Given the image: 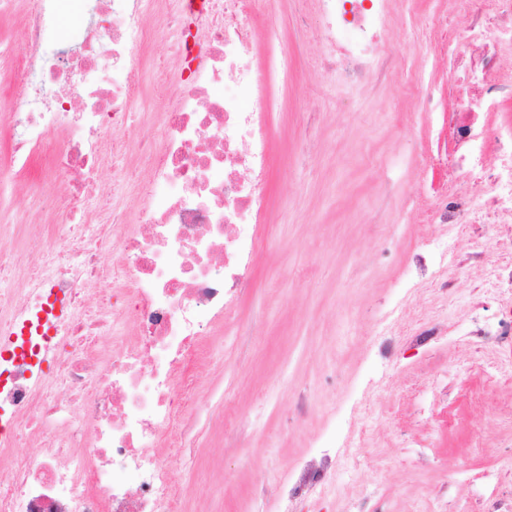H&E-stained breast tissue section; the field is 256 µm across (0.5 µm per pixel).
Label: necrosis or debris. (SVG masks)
I'll list each match as a JSON object with an SVG mask.
<instances>
[{"mask_svg":"<svg viewBox=\"0 0 512 512\" xmlns=\"http://www.w3.org/2000/svg\"><path fill=\"white\" fill-rule=\"evenodd\" d=\"M25 2L20 42L0 39V65L16 75L10 164L37 183L63 178L70 234L61 244L42 233L23 263L0 239V512H180L172 463L203 324L223 319L253 278L273 166L258 43L272 26L259 21L257 0ZM467 2L454 30L431 16L425 45L489 75L480 98L490 100L498 46L512 41V0ZM396 3L315 0L324 80L375 92L395 81L392 60L409 48L385 40ZM67 12L81 19L79 43L55 34ZM163 31L174 61L149 66ZM477 99L460 92L441 116L456 147L490 156L469 172L486 197L450 194L455 164L430 158L438 187L425 223L512 224V134L476 128ZM143 107L151 132L118 138ZM135 148L149 179L133 196L92 206L97 171L111 167L121 185ZM107 245L121 270L105 260ZM26 436L35 453L22 451Z\"/></svg>","mask_w":512,"mask_h":512,"instance_id":"4bbe7bcc","label":"necrosis or debris"}]
</instances>
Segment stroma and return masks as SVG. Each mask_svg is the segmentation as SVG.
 Instances as JSON below:
<instances>
[{
    "label": "stroma",
    "instance_id": "35a3bbf8",
    "mask_svg": "<svg viewBox=\"0 0 512 512\" xmlns=\"http://www.w3.org/2000/svg\"><path fill=\"white\" fill-rule=\"evenodd\" d=\"M431 0H401L387 36L421 33ZM276 24L259 44L273 65V157L254 283L214 334L174 463L187 512H480L512 497V370L494 339L484 282L512 239L477 224L423 231L422 160L434 115L421 84L481 81L454 57L422 63L376 95L326 83L313 0H260ZM453 284L440 299L426 282ZM438 336L426 335L429 324ZM356 416L370 443L323 455L321 434ZM321 482H314V475Z\"/></svg>",
    "mask_w": 512,
    "mask_h": 512
}]
</instances>
